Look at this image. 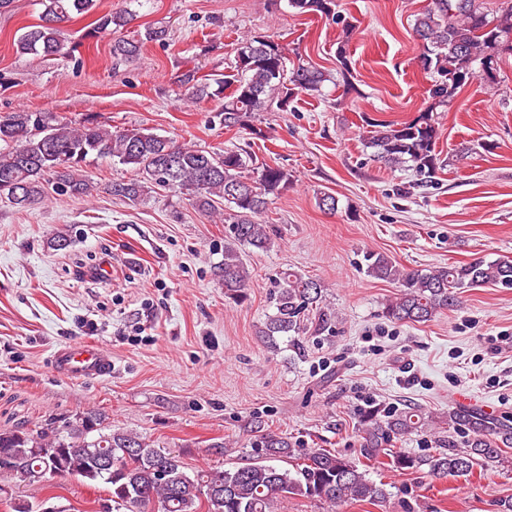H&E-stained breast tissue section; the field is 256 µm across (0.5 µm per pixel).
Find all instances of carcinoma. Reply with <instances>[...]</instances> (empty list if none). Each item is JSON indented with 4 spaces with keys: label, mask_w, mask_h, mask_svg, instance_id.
Wrapping results in <instances>:
<instances>
[{
    "label": "carcinoma",
    "mask_w": 512,
    "mask_h": 512,
    "mask_svg": "<svg viewBox=\"0 0 512 512\" xmlns=\"http://www.w3.org/2000/svg\"><path fill=\"white\" fill-rule=\"evenodd\" d=\"M40 23L30 26L16 43L21 54L68 58L60 24L76 15H88L96 0H41ZM298 14L334 16L336 0H288ZM133 15L109 12L97 18L86 37L97 38L124 29ZM414 31L426 59L424 70L437 75L429 89L433 106L404 123L373 122L368 144L377 160L398 166L410 163L421 181H432L439 168L436 143L439 126L434 106L445 105L473 75L475 62L492 64V53L512 54V0H501L494 15L476 0H431L415 19ZM140 49L133 40L116 38L112 55L129 57ZM327 75L313 65L287 69L283 48L271 36H256L237 49L231 72L193 91L196 97L224 95V127L249 129L257 112L284 111L300 93L319 96ZM110 157L128 166L137 177L112 184V193L131 202L150 186L177 188L203 210L224 202L230 211V241L224 243L220 272L224 295L245 298L248 270L240 247L267 251L272 242L258 222L271 198L292 182L279 165L249 168L238 150L222 153L179 144L174 139L142 129H108L92 117L79 124L50 122L41 112L19 110L0 115V193L24 209L44 194L45 176H56L60 195L88 197L95 190L83 174L88 159ZM369 276L400 284L398 297L385 304L389 320L425 323L459 303L465 288L485 284L512 288V257L472 261L434 270L404 271L388 255L364 256ZM331 318L323 306L321 286L290 268L280 272L275 313L259 333L268 341L289 333L300 334L313 320L323 329ZM100 408L82 411L62 422L49 419L37 428L0 429V497L11 501L12 512H41L42 504L13 496V486H42L49 473L102 485L116 512H276L278 502L301 497L339 507L347 503H384L385 484L368 477V469L334 449L296 450V444L274 433L260 437L261 456L230 468L189 471L182 458L168 448L155 447L136 434L114 429ZM417 407L384 411L372 407L360 414L361 457L402 474L426 465L432 477H469L475 468L512 465V420L478 410L448 411V429L467 437L466 446L447 445L428 457L392 448V443L424 426Z\"/></svg>",
    "instance_id": "cac0c4a2"
}]
</instances>
